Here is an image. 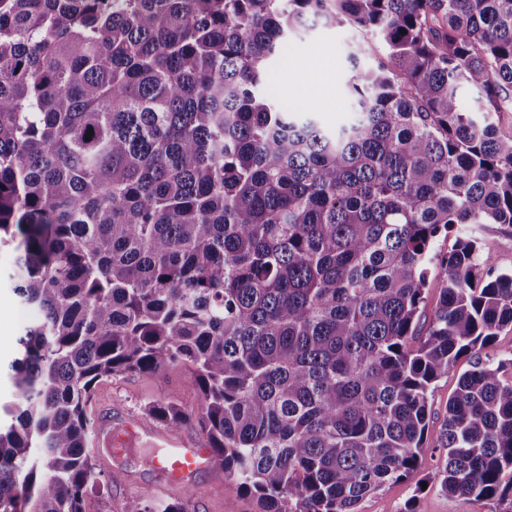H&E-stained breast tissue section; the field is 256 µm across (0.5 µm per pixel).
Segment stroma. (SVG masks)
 I'll list each match as a JSON object with an SVG mask.
<instances>
[{
	"label": "stroma",
	"mask_w": 512,
	"mask_h": 512,
	"mask_svg": "<svg viewBox=\"0 0 512 512\" xmlns=\"http://www.w3.org/2000/svg\"><path fill=\"white\" fill-rule=\"evenodd\" d=\"M357 44L365 49L361 57L363 65H377L387 56L386 45L379 37L348 26L319 24L291 39L286 60L270 64L272 88L288 111L312 118L330 131L347 122L354 114V100L346 87L350 74L347 56ZM13 258L12 251L0 250L1 405L14 400L9 365L17 355L18 339L29 318L12 292ZM469 368L468 358H461L432 385L430 434H437L445 405L459 377ZM157 402L175 403L186 416L178 428L179 433L201 439L197 425L200 394L191 384L187 370L179 365L155 373H127L98 381L92 391L89 412L95 417L111 411L112 420L118 425L128 416L145 419L147 406ZM162 453V448L145 435L133 452L111 460L106 457V447H99L97 472L105 475L119 467L125 476L119 482H107L89 490L85 496V512H126L128 503L143 496L157 503L188 500L190 512H259L256 500L240 493L236 482L225 477L220 469L199 477L190 488L154 491L151 465ZM440 464L438 449H424L416 472L407 479L386 484L379 492L365 498L358 506L359 512H404L409 506L414 512H495V501L450 497L442 493L437 479Z\"/></svg>",
	"instance_id": "stroma-1"
}]
</instances>
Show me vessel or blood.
Listing matches in <instances>:
<instances>
[{"label": "vessel or blood", "instance_id": "1", "mask_svg": "<svg viewBox=\"0 0 512 512\" xmlns=\"http://www.w3.org/2000/svg\"><path fill=\"white\" fill-rule=\"evenodd\" d=\"M132 430V425L116 427L107 419L99 423L97 439L110 446L112 456L119 457L126 451L125 437ZM157 438L164 447V459L158 466L163 486L189 487L199 475L212 471L216 466L211 449L197 441L181 438L171 432L158 433Z\"/></svg>", "mask_w": 512, "mask_h": 512}]
</instances>
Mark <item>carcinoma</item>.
Masks as SVG:
<instances>
[{
    "label": "carcinoma",
    "mask_w": 512,
    "mask_h": 512,
    "mask_svg": "<svg viewBox=\"0 0 512 512\" xmlns=\"http://www.w3.org/2000/svg\"><path fill=\"white\" fill-rule=\"evenodd\" d=\"M311 22L388 47L349 53L334 131L258 93ZM463 85L502 111L512 0H0V249L30 313L0 512H85L91 390L171 364L264 512H358L417 470L430 387L465 355L440 486L512 512V354L480 358L512 327V269L479 237L512 228V136L462 111Z\"/></svg>",
    "instance_id": "carcinoma-1"
}]
</instances>
